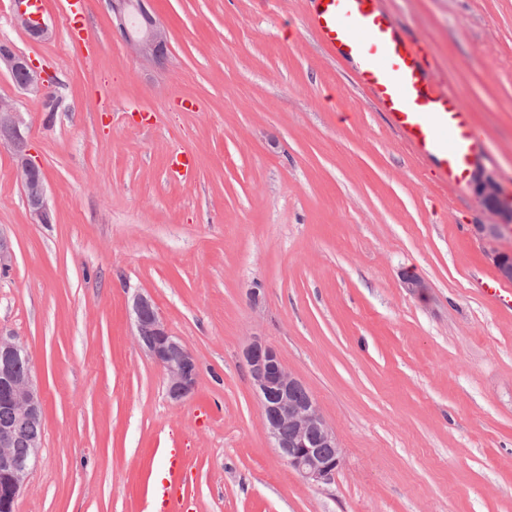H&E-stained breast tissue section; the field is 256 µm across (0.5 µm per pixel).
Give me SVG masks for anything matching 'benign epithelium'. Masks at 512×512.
I'll use <instances>...</instances> for the list:
<instances>
[{"mask_svg":"<svg viewBox=\"0 0 512 512\" xmlns=\"http://www.w3.org/2000/svg\"><path fill=\"white\" fill-rule=\"evenodd\" d=\"M18 24L33 38H45L49 27L35 0H14ZM112 26L121 43L144 67L159 65L169 54L168 30L147 9L146 0H107ZM10 76L21 75L18 88L46 102L53 96L57 77L39 69L8 44H0V68ZM7 149L21 177L28 211L34 222L48 224L51 209L44 177L29 157L14 101L0 98V148ZM474 193L488 211L503 215L506 208L501 187L491 176L474 182ZM501 278L512 280V256L491 253ZM131 317L139 344L159 366L168 397L180 401L196 390L198 366L185 343L165 324L151 296L139 291L132 296ZM249 381L258 394L267 434L279 455L306 482L326 484L338 468L343 449L335 429L326 421L312 393L284 364L279 351L255 339L244 350ZM0 407L13 420L0 424V512H13L14 504L35 462L42 437L23 429L43 423L44 407L33 382L30 354L16 337L0 332ZM26 447L19 456L15 448Z\"/></svg>","mask_w":512,"mask_h":512,"instance_id":"7a95c632","label":"benign epithelium"}]
</instances>
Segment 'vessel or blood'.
Instances as JSON below:
<instances>
[{"mask_svg":"<svg viewBox=\"0 0 512 512\" xmlns=\"http://www.w3.org/2000/svg\"><path fill=\"white\" fill-rule=\"evenodd\" d=\"M310 17L332 50L360 60L358 75L387 111L392 128L418 154L434 158L444 181L470 176L477 137L460 99L422 78L420 50L399 38L377 0H310Z\"/></svg>","mask_w":512,"mask_h":512,"instance_id":"vessel-or-blood-1","label":"vessel or blood"}]
</instances>
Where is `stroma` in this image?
Segmentation results:
<instances>
[{"label": "stroma", "mask_w": 512, "mask_h": 512, "mask_svg": "<svg viewBox=\"0 0 512 512\" xmlns=\"http://www.w3.org/2000/svg\"><path fill=\"white\" fill-rule=\"evenodd\" d=\"M146 69L104 0H42L0 41L59 80V111L0 72L53 211L33 223L0 150V331L28 348L42 448L15 512H156L167 449L179 512H512V307L490 299L493 217L406 148L321 45L308 0H153ZM426 78L472 112L479 173L512 198V0H379ZM197 160L168 179L170 156ZM425 287L407 288V275ZM260 287L259 303L248 290ZM148 293L193 351L176 403L129 314ZM261 337L317 400L343 459L302 480L271 445L242 351ZM18 24L33 38H46L49 27L34 0H14ZM32 7L34 11L30 10Z\"/></svg>", "instance_id": "1"}]
</instances>
